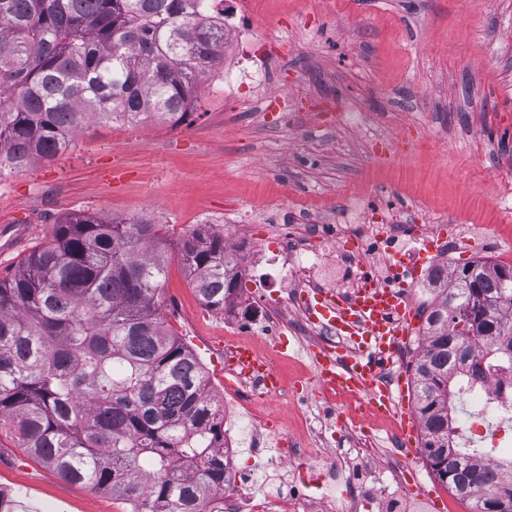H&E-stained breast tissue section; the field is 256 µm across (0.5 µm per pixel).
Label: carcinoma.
<instances>
[{
	"label": "carcinoma",
	"instance_id": "carcinoma-1",
	"mask_svg": "<svg viewBox=\"0 0 512 512\" xmlns=\"http://www.w3.org/2000/svg\"><path fill=\"white\" fill-rule=\"evenodd\" d=\"M214 0H0V176L67 149L84 122L179 126L224 61ZM162 225L76 212L0 279V431L63 479L135 512H206L224 490V421L201 363L159 314ZM202 304L224 310V237L178 244ZM416 412L435 477L476 512H512V459L450 434L484 372H512V267L489 259L430 280Z\"/></svg>",
	"mask_w": 512,
	"mask_h": 512
}]
</instances>
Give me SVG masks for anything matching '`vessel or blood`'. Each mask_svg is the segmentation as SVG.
I'll return each instance as SVG.
<instances>
[{"label": "vessel or blood", "instance_id": "b4317fda", "mask_svg": "<svg viewBox=\"0 0 512 512\" xmlns=\"http://www.w3.org/2000/svg\"><path fill=\"white\" fill-rule=\"evenodd\" d=\"M310 312L337 337L335 348L315 357L319 382L365 395L372 415H399L401 436L408 441L418 437L419 422L404 406L408 384L401 377L385 378L387 366L407 343L416 322L406 283L374 287L352 297L322 291Z\"/></svg>", "mask_w": 512, "mask_h": 512}]
</instances>
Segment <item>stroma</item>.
I'll return each mask as SVG.
<instances>
[{
    "mask_svg": "<svg viewBox=\"0 0 512 512\" xmlns=\"http://www.w3.org/2000/svg\"><path fill=\"white\" fill-rule=\"evenodd\" d=\"M260 34L272 45L270 69L288 101V119L263 116L245 94L226 100L198 91L188 121L152 119L129 126L88 122L70 147L0 180V279L55 226L84 211L107 221L140 217L164 225L173 258L160 313L201 361L210 388L224 386V315L207 309L176 258L179 241L197 229L223 233L242 211L288 206L298 215L288 233L301 240L319 224L356 223L371 206L397 215L398 253L422 270L444 252L420 255L423 224H454L453 266L512 250V0H256ZM258 265L247 303L269 313L278 275L266 267L267 243H248ZM280 333L257 324L250 338L278 355L284 394L267 408L287 423L291 395L312 393L314 352L334 346L280 316ZM312 447L336 470L360 469L379 493L358 501L350 484L327 489L326 512H393L399 492L432 486L425 458L396 481L389 422L363 415L352 424L340 404L334 418L312 406ZM373 448L357 454L358 432ZM25 495L36 512H126L107 492L68 482L0 433V490Z\"/></svg>",
    "mask_w": 512,
    "mask_h": 512,
    "instance_id": "stroma-1",
    "label": "stroma"
}]
</instances>
